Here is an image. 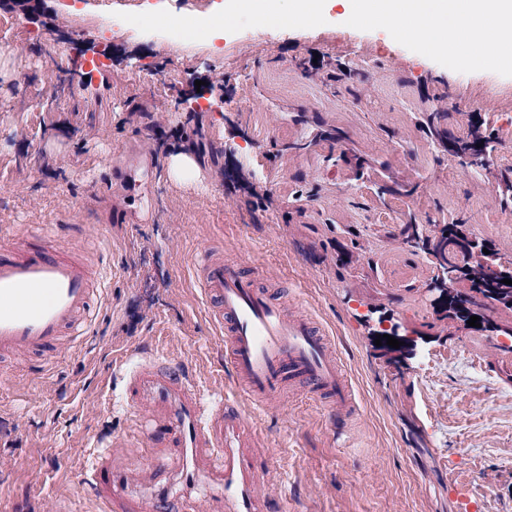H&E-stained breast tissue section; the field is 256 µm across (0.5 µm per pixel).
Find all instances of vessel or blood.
I'll return each instance as SVG.
<instances>
[{
  "label": "vessel or blood",
  "instance_id": "vessel-or-blood-1",
  "mask_svg": "<svg viewBox=\"0 0 512 512\" xmlns=\"http://www.w3.org/2000/svg\"><path fill=\"white\" fill-rule=\"evenodd\" d=\"M156 169L153 156H127L114 181V223L155 222L144 187ZM192 268L210 321L226 336V371L245 400L266 406L289 389L319 398L338 417L355 411L334 347L312 317L271 298L261 274H248L243 260L222 249L196 250ZM97 294L94 260L57 247L48 227H0V357L31 351L51 359L62 343L81 346L93 328ZM125 401L134 410L151 403L153 420L142 425L141 439L167 448L168 463L186 484L202 480L199 462L208 459L224 512H269L254 454L261 436L250 411L204 404L190 371L151 359L140 360L129 375ZM92 482L105 512H146L143 501L125 493L109 462L95 468Z\"/></svg>",
  "mask_w": 512,
  "mask_h": 512
}]
</instances>
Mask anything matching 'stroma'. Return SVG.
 Here are the masks:
<instances>
[{
	"label": "stroma",
	"instance_id": "1",
	"mask_svg": "<svg viewBox=\"0 0 512 512\" xmlns=\"http://www.w3.org/2000/svg\"><path fill=\"white\" fill-rule=\"evenodd\" d=\"M225 3L48 0L53 27L29 23L0 39V226L75 225L59 244L92 239L107 257L89 347L62 350L49 367L36 353L0 359V507L53 512L67 501L101 512L88 481L107 457L157 512H219L205 486L153 469L167 451L141 444L115 366L127 354L157 357L187 366L207 399H235L224 338L191 273L196 249L214 244L296 289L355 394L344 430L296 395L254 409L274 505L512 512V352H476L470 330L443 335L425 293L435 266L404 234L462 220L476 236L512 240V207L497 192L512 181V76L456 72L333 20L228 33L218 53L202 40L112 29L116 13L205 18ZM108 38V83L53 98L46 75L74 71L81 49ZM183 92L195 109L178 105ZM432 112L453 136L476 121L495 129L491 168L450 176L448 151L422 127ZM182 128L202 132L195 181L169 172ZM131 150L158 158L157 223L112 221L110 184ZM375 306L408 335L432 337L433 362L380 355L360 319Z\"/></svg>",
	"mask_w": 512,
	"mask_h": 512
}]
</instances>
